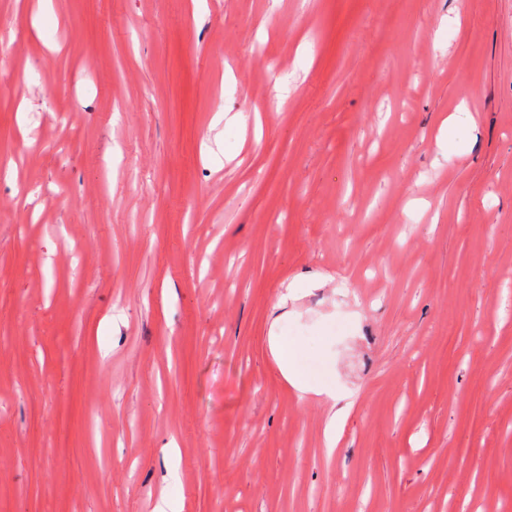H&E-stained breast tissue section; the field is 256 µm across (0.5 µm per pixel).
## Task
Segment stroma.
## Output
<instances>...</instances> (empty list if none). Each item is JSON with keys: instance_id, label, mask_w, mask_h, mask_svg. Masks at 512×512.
Instances as JSON below:
<instances>
[{"instance_id": "1", "label": "stroma", "mask_w": 512, "mask_h": 512, "mask_svg": "<svg viewBox=\"0 0 512 512\" xmlns=\"http://www.w3.org/2000/svg\"><path fill=\"white\" fill-rule=\"evenodd\" d=\"M52 7L0 0V512H512V0ZM278 365L283 375L297 388L302 389L305 372L302 368L298 346L292 342H278L275 346Z\"/></svg>"}]
</instances>
